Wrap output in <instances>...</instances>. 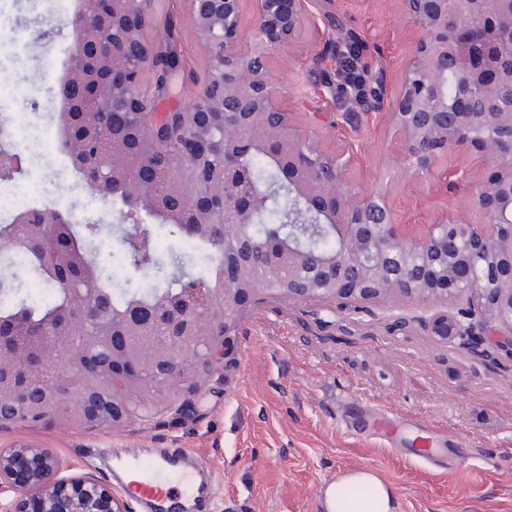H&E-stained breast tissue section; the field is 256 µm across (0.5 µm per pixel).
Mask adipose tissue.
I'll use <instances>...</instances> for the list:
<instances>
[{"mask_svg": "<svg viewBox=\"0 0 512 512\" xmlns=\"http://www.w3.org/2000/svg\"><path fill=\"white\" fill-rule=\"evenodd\" d=\"M323 512H397L391 486L370 470L340 475L320 493Z\"/></svg>", "mask_w": 512, "mask_h": 512, "instance_id": "obj_1", "label": "adipose tissue"}]
</instances>
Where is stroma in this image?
Wrapping results in <instances>:
<instances>
[{"label": "stroma", "instance_id": "stroma-1", "mask_svg": "<svg viewBox=\"0 0 512 512\" xmlns=\"http://www.w3.org/2000/svg\"><path fill=\"white\" fill-rule=\"evenodd\" d=\"M76 0H16L15 28L0 29V88L17 91L9 126L43 137L55 126L62 64L72 40L66 22ZM333 44L321 32L274 52L270 67L297 122L314 127L324 149L353 150L349 176L385 192L397 223L418 233L441 214L457 212L460 190L445 191L405 175L400 144L386 112L355 110L340 88L341 56L352 38L365 78L384 74V99L398 91L418 37L400 0H333ZM54 27L52 39L36 36ZM181 67L157 112L195 100L209 58L184 0H156L144 30ZM55 148L43 149L40 171L0 195V218L22 197L46 194L76 215L102 219L94 242L100 263L119 251L117 212L63 170ZM456 305L393 302L361 310L333 302L267 298L248 301L232 352L198 383L138 393L149 416L96 430L52 418L33 427L0 428V446L34 442L75 468L92 465L116 495L125 490L113 448H188L208 467L211 512H320L319 490L345 472L366 468L394 489L399 512H512V360L492 363L434 335L431 319ZM384 410L392 439L375 433ZM435 425L434 465L412 455L416 422Z\"/></svg>", "mask_w": 512, "mask_h": 512}]
</instances>
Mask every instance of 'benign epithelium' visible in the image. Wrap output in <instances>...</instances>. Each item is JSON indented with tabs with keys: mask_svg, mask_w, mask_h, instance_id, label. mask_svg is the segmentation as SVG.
<instances>
[{
	"mask_svg": "<svg viewBox=\"0 0 512 512\" xmlns=\"http://www.w3.org/2000/svg\"><path fill=\"white\" fill-rule=\"evenodd\" d=\"M189 19L210 57L195 102L159 120L141 90L144 71L161 52L145 38L153 0H80L69 25L74 37L58 95L83 119L73 165L95 193L110 199L119 185L138 211H159L166 178L187 186L181 208L198 224L224 225V270L214 286L189 285L175 316L192 331L158 338L157 309L129 311L126 332L111 331L108 300L96 282L81 284L82 301L36 328L0 331V427L66 416L89 427L115 425L137 411L130 383L147 371L170 387L209 369L233 343L243 306L259 273L241 254L244 230L256 223L260 193L247 157L267 153L288 178V223L294 242L276 248L268 271L305 268L316 251L302 239L326 228L341 252L320 261L307 279L268 288L295 301H333L361 309L397 293L414 302L467 306L439 315L432 329L483 357L473 318L507 333L496 349L512 357V0H404L419 37L408 55L388 112L402 146L404 170L437 175L464 187L463 212L445 215L412 235L395 222L384 194L346 180L351 154L323 151L318 134L297 125L269 68L271 53L311 26L325 0H256L246 31L241 0H186ZM506 92L497 111L479 115L470 102ZM131 122L143 148L160 158L139 169L120 160L110 132ZM466 148L490 168L477 183L469 169L448 167V153ZM476 209L474 223L465 212ZM23 239L55 256L44 227L24 225ZM0 512H129L123 499L86 467L82 473L50 448L19 442L0 448Z\"/></svg>",
	"mask_w": 512,
	"mask_h": 512,
	"instance_id": "1",
	"label": "benign epithelium"
}]
</instances>
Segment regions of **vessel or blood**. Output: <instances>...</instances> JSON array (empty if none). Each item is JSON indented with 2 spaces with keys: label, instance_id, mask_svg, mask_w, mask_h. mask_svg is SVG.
I'll list each match as a JSON object with an SVG mask.
<instances>
[{
  "label": "vessel or blood",
  "instance_id": "obj_1",
  "mask_svg": "<svg viewBox=\"0 0 512 512\" xmlns=\"http://www.w3.org/2000/svg\"><path fill=\"white\" fill-rule=\"evenodd\" d=\"M137 478L129 486L142 512H174L175 500L200 498L197 477L203 463L185 448H161L148 456L126 455Z\"/></svg>",
  "mask_w": 512,
  "mask_h": 512
}]
</instances>
